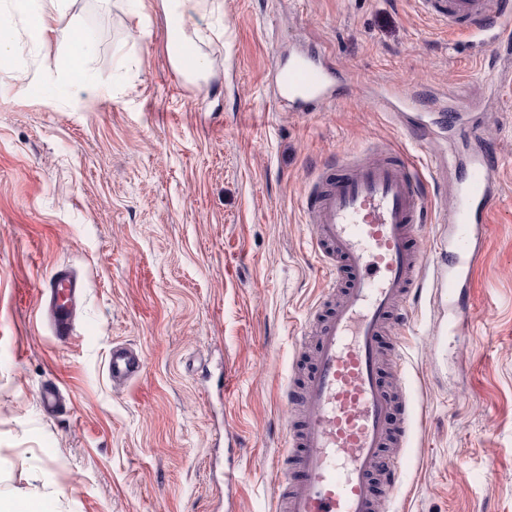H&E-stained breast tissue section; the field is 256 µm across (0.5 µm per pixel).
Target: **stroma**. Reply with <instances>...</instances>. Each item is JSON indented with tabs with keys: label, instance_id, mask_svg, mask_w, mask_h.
<instances>
[{
	"label": "stroma",
	"instance_id": "stroma-1",
	"mask_svg": "<svg viewBox=\"0 0 512 512\" xmlns=\"http://www.w3.org/2000/svg\"><path fill=\"white\" fill-rule=\"evenodd\" d=\"M59 26L95 30L90 89L49 100L56 39L17 31L0 73V496L46 512H276L284 401L311 367L304 335L327 281L304 197L322 165L380 148L411 154L428 216L412 247L447 241L471 144L455 108L497 150L501 202L449 331L431 283L401 347L412 423L405 477L384 512H512V42L449 32L420 0H198L188 26L210 61L172 65L161 0H65ZM322 49L342 94L314 112L273 101L289 51ZM417 98L383 112L380 88ZM83 282L75 332L49 330L41 290ZM144 367L115 389L112 348ZM65 399L39 404L42 385ZM236 482L228 486L225 474Z\"/></svg>",
	"mask_w": 512,
	"mask_h": 512
}]
</instances>
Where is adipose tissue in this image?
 <instances>
[{
  "mask_svg": "<svg viewBox=\"0 0 512 512\" xmlns=\"http://www.w3.org/2000/svg\"><path fill=\"white\" fill-rule=\"evenodd\" d=\"M193 3L194 0H166L170 11L171 61L186 75L196 79L208 71L209 60L202 54L188 51L193 40L188 32L185 15L192 10ZM14 7L35 38H42L47 31L52 30V17L45 11L43 0H15ZM55 33L63 51L52 63L57 78L44 89L45 96L50 99L89 86L88 62L96 47V34L92 29L66 27Z\"/></svg>",
  "mask_w": 512,
  "mask_h": 512,
  "instance_id": "obj_1",
  "label": "adipose tissue"
}]
</instances>
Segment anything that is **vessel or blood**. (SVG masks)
Masks as SVG:
<instances>
[{"instance_id": "b4317fda", "label": "vessel or blood", "mask_w": 512, "mask_h": 512, "mask_svg": "<svg viewBox=\"0 0 512 512\" xmlns=\"http://www.w3.org/2000/svg\"><path fill=\"white\" fill-rule=\"evenodd\" d=\"M425 9L449 28L476 38L493 33L503 39L512 26V0H423ZM335 71L319 50L289 55L276 73L275 103L292 112H311L335 96ZM466 165L448 212V244L436 261L412 248L425 223L428 194L418 163L402 153L323 167L306 196L312 249L340 299L325 321L316 322L313 369L300 385H288L289 407L300 410L298 429L281 455L284 478L276 496L285 512H380L374 479L394 493L402 477L400 450L408 421L388 416L406 395L382 391L379 339L388 327L411 318L406 299L425 280L466 326L462 296L483 255L492 208L499 197L494 174L497 152L480 143ZM46 320L55 338L73 334L82 294L77 276L56 272L45 290ZM141 352L117 346L109 375L124 385L141 372Z\"/></svg>"}]
</instances>
